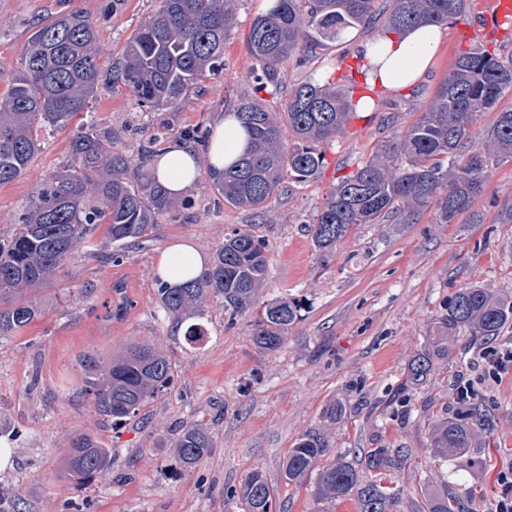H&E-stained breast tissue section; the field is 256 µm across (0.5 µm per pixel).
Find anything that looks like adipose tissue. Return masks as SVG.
<instances>
[{
  "mask_svg": "<svg viewBox=\"0 0 512 512\" xmlns=\"http://www.w3.org/2000/svg\"><path fill=\"white\" fill-rule=\"evenodd\" d=\"M444 36L440 26L425 25L399 34H386L365 45L369 83L389 90L412 84L431 66ZM246 147L247 134L235 114L220 116L211 130L208 162L215 169H223ZM148 172L170 197L178 198L198 182L203 169L195 150L174 142L152 156ZM204 269L203 254L185 243L164 249L158 261L160 279L171 286L201 276Z\"/></svg>",
  "mask_w": 512,
  "mask_h": 512,
  "instance_id": "1",
  "label": "adipose tissue"
}]
</instances>
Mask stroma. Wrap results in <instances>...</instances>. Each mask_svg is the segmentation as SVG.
Instances as JSON below:
<instances>
[{"mask_svg":"<svg viewBox=\"0 0 512 512\" xmlns=\"http://www.w3.org/2000/svg\"><path fill=\"white\" fill-rule=\"evenodd\" d=\"M160 0H0V95L20 67L24 44L41 20L73 8L91 16L100 35L101 78L88 110L110 126L115 146L140 159L180 141L184 131L208 128L255 93L262 65L246 36L259 16L258 0H235V24L224 45V68L206 75L175 109L149 111L112 79V56L151 16ZM376 22L317 47L304 63L279 67L281 93L331 70L336 57L373 41ZM450 24L432 67L415 84L381 93L373 111L353 113L336 138L320 146L318 174L273 196L261 211L225 202L209 176L157 219L152 233L111 261L74 252L68 270L34 294L41 313L25 330L0 337V443L12 451L0 467V489L23 512H243L224 490L262 474L274 512H357L354 498L316 500L313 482L298 485L284 462L300 438L316 432L330 445L328 460L354 461L357 449L403 445L421 454L400 472L406 497L401 512H417L423 491L454 489L469 512H495L500 472L512 469V375L490 376L483 348L464 336L448 339L428 381L406 383L411 361L437 334L444 300L478 285L512 297V223L498 213L512 207V161L491 166L482 193L453 223L434 209L409 224H360L329 257L307 231L341 177L357 170L379 144L392 140L420 115L459 51L481 48ZM73 129L44 130L28 171L0 187V228L15 223L41 183L70 161ZM250 231L268 244V272L260 300H298L300 320L280 349L253 343L254 313L228 319L210 298L192 322L201 342L185 339L188 323L169 315L157 295L155 267L168 246L186 242L212 258L232 230ZM150 343L171 363L174 382L128 421L95 410L88 392L89 362L105 366L134 344ZM472 382L494 426L478 430L466 453L440 460L429 448L430 427L441 410L457 414V388ZM345 406L337 421L326 417ZM210 434L212 448L190 470L174 448L182 425ZM89 432L112 452V473L76 485L61 477L73 438Z\"/></svg>","mask_w":512,"mask_h":512,"instance_id":"1","label":"stroma"}]
</instances>
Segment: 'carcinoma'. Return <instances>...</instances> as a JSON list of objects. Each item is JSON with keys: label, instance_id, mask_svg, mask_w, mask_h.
I'll list each match as a JSON object with an SVG mask.
<instances>
[{"label": "carcinoma", "instance_id": "cac0c4a2", "mask_svg": "<svg viewBox=\"0 0 512 512\" xmlns=\"http://www.w3.org/2000/svg\"><path fill=\"white\" fill-rule=\"evenodd\" d=\"M160 8L142 23L113 58L112 79L122 83L153 110L178 106L187 90L206 74L224 69V40L233 23V0H160ZM470 0H275L256 17L247 35L250 55L263 71L253 76L257 90L274 83L278 67L308 55L321 41L339 40L350 28L385 17L386 33L415 25H443L466 20ZM98 33L80 9L60 12L39 22L28 37L18 71L0 98V186L28 170L41 143L38 129L62 130L78 118L70 144L71 160L44 180L8 232L0 231V336H13L39 316L29 292L57 279L79 246L96 250L104 230L111 244L125 246L147 237L173 202L125 153L112 146V129L83 117L99 84ZM512 94V62L504 64L487 49L462 53L441 80L421 116L395 140L376 151L353 174L341 179L309 225L321 255L336 247L355 224L390 219L409 224L432 208L441 224L468 210L483 190L488 167L512 160V109L498 112L494 124L476 132L478 117ZM353 104L340 89L310 81L298 84L275 112L260 97L238 99L235 114L249 135L242 158L222 171L210 172L213 187L238 206L263 208L283 190L288 177H314L323 165L320 144L343 131ZM294 142L284 143V132ZM267 275V245L260 237L233 230L215 251L206 275L177 287L159 284L163 308L182 315L209 297L234 320L255 305ZM290 299H272L254 320L253 342L275 351L300 316ZM512 321V300L487 288H461L448 296L439 317L441 335L413 360L406 382L420 385L432 357L444 356V335L467 334L478 341L500 334ZM89 392L99 414L118 421L138 414L173 382L169 359L149 344L129 348L104 368L92 366ZM493 415L480 403L468 408L466 422L443 412L432 426L431 447L447 458L470 447V427L486 430ZM178 459L193 468L211 448L207 432L186 425L175 441ZM328 443L309 433L291 449L284 473L303 483L316 475V499H341L356 493L357 512H399L404 488L397 474L416 450L371 448L360 466L322 463ZM112 469V452L92 434L72 440L65 474L81 484ZM370 475L367 480L360 474ZM246 512H271L268 482L252 474L240 488H229ZM418 512H467L452 491L423 494Z\"/></svg>", "mask_w": 512, "mask_h": 512}]
</instances>
